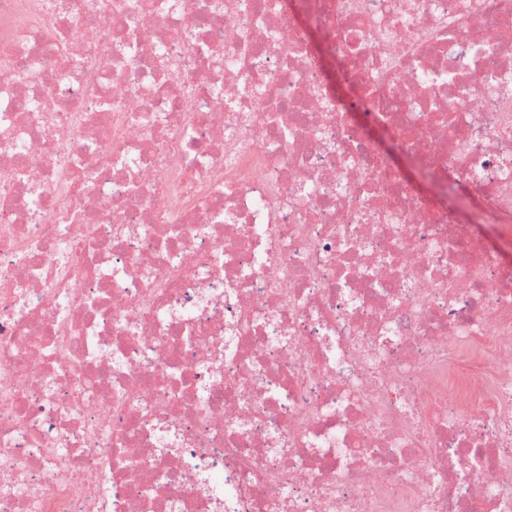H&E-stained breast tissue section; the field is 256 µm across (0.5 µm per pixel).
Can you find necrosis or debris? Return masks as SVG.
<instances>
[{
    "label": "necrosis or debris",
    "instance_id": "1",
    "mask_svg": "<svg viewBox=\"0 0 512 512\" xmlns=\"http://www.w3.org/2000/svg\"><path fill=\"white\" fill-rule=\"evenodd\" d=\"M52 2L0 0V512H512V0Z\"/></svg>",
    "mask_w": 512,
    "mask_h": 512
}]
</instances>
